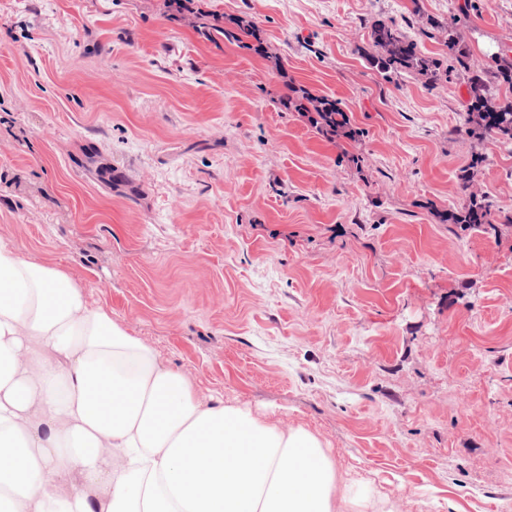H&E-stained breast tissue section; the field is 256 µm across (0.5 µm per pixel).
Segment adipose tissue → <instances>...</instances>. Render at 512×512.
I'll return each mask as SVG.
<instances>
[{
	"instance_id": "ef3b65f1",
	"label": "adipose tissue",
	"mask_w": 512,
	"mask_h": 512,
	"mask_svg": "<svg viewBox=\"0 0 512 512\" xmlns=\"http://www.w3.org/2000/svg\"><path fill=\"white\" fill-rule=\"evenodd\" d=\"M320 439L204 401L60 266L0 241V512H347Z\"/></svg>"
}]
</instances>
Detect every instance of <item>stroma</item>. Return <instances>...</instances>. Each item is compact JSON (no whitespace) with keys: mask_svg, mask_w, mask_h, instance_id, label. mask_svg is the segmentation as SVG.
Segmentation results:
<instances>
[{"mask_svg":"<svg viewBox=\"0 0 512 512\" xmlns=\"http://www.w3.org/2000/svg\"><path fill=\"white\" fill-rule=\"evenodd\" d=\"M196 5L270 57L164 0H0V240L393 512H512V142L465 123L469 75L512 60V0ZM379 19L447 81L370 66ZM292 86L363 137L282 111ZM470 193L506 222L445 223ZM195 0H165L166 8L179 14L188 13L196 18V27L204 29L213 38H225L244 44L254 54L267 57L269 52L262 32L252 20L239 17L231 20L232 27H224V15L193 7Z\"/></svg>","mask_w":512,"mask_h":512,"instance_id":"stroma-1","label":"stroma"}]
</instances>
